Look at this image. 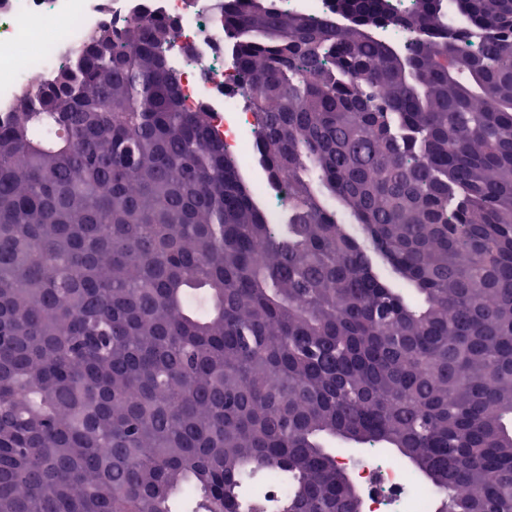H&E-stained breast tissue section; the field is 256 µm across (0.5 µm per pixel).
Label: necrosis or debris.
<instances>
[{
	"mask_svg": "<svg viewBox=\"0 0 512 512\" xmlns=\"http://www.w3.org/2000/svg\"><path fill=\"white\" fill-rule=\"evenodd\" d=\"M140 16L175 23L167 59L187 104L212 114L226 150L241 156L255 194L278 219L286 194L256 172L252 114L237 100L240 77L231 41L222 36L210 0H0V118L56 81L84 33L107 25L120 30ZM337 456L352 470L372 512H430L434 489L401 458L342 449Z\"/></svg>",
	"mask_w": 512,
	"mask_h": 512,
	"instance_id": "obj_1",
	"label": "necrosis or debris"
}]
</instances>
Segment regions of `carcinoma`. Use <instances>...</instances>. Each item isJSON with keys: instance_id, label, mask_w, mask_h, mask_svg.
Listing matches in <instances>:
<instances>
[{"instance_id": "obj_1", "label": "carcinoma", "mask_w": 512, "mask_h": 512, "mask_svg": "<svg viewBox=\"0 0 512 512\" xmlns=\"http://www.w3.org/2000/svg\"><path fill=\"white\" fill-rule=\"evenodd\" d=\"M343 8L212 0L276 224L164 20L0 122V512H349L341 444L512 512V0ZM273 7L279 11L298 12L306 15L327 13L325 0H272Z\"/></svg>"}]
</instances>
